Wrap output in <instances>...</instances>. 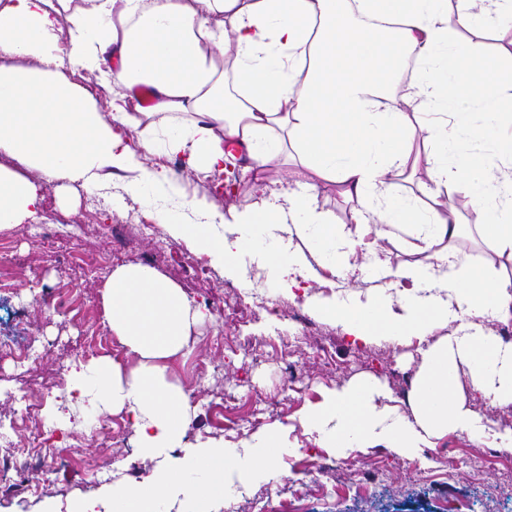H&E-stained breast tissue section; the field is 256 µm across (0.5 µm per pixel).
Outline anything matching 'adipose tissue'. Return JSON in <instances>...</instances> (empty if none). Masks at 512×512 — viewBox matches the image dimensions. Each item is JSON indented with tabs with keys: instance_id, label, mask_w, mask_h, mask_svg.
<instances>
[{
	"instance_id": "obj_1",
	"label": "adipose tissue",
	"mask_w": 512,
	"mask_h": 512,
	"mask_svg": "<svg viewBox=\"0 0 512 512\" xmlns=\"http://www.w3.org/2000/svg\"><path fill=\"white\" fill-rule=\"evenodd\" d=\"M70 32L68 55L112 87V119L48 71L59 22ZM512 0H7L0 8V56L45 63L37 72L0 66V150L43 177L94 185L106 171L132 168L138 151L183 157L194 172L226 166L258 175L275 161L290 168L288 188L261 206L218 224L190 199L175 174L142 171L126 188L175 238L190 240L214 265L244 251L272 259L274 288L291 289L302 264L285 234L307 242L332 273L353 269L390 279L401 313L370 317L336 308L326 316L349 325L354 340L377 331L425 338L452 306L489 307L512 319V281L495 261H512ZM415 57L402 97L389 106L400 56ZM122 67L113 70L111 59ZM234 74L229 98L216 91L220 65ZM455 110L461 133L449 139L442 117ZM134 130L129 144L124 130ZM425 174L420 195L398 192L402 172ZM334 183L359 203L355 227L337 232L314 200ZM463 194L480 216L494 256L476 264L459 257V223L451 199ZM432 205L421 203V196ZM42 198L36 187L0 168V224L15 226ZM375 224L412 238L423 262L392 271L385 254L349 259ZM440 288L452 302L425 298ZM105 318L119 344L138 360L122 372L110 357L78 372L72 390L95 409L130 415L144 456L181 447L192 407L167 372L184 355L200 316L182 288L143 265L116 267L102 293ZM415 422L386 424L365 392L342 390L307 410L325 447H357L380 436L405 452L421 442L469 430L463 403L449 401L457 365L494 403H512V344L487 330L462 327L426 349Z\"/></svg>"
}]
</instances>
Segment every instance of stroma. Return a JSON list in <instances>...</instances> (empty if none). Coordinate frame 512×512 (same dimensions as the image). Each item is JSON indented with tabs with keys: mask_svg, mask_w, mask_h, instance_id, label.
<instances>
[{
	"mask_svg": "<svg viewBox=\"0 0 512 512\" xmlns=\"http://www.w3.org/2000/svg\"><path fill=\"white\" fill-rule=\"evenodd\" d=\"M56 35L60 51L53 70L76 90L91 94L102 118L110 119L111 92L99 86L94 74L72 70L64 53L66 28ZM0 167L33 182L43 197L41 207L23 224L0 229V336L11 335L15 323H23L37 354L36 362L25 366L10 355L0 356V420L15 421L10 439L23 448L35 427L75 419L61 438L70 452L60 474L45 480L38 469H28L22 488L0 498V512H79L90 501L98 503L99 512H112L114 494L129 484L150 487L161 469L170 475L165 512H512V471L486 452L493 435L512 433V404L487 410L466 368L455 372L451 390L473 412L479 428L451 432L437 442L448 456L462 460L454 476H447L441 463L424 456L422 449L401 453L380 439L364 448L321 447L317 432L305 425L308 408L332 392L365 381L382 390L374 399L378 410L390 418L414 421L413 384L424 370L425 346L438 344L463 324L499 332L503 324L490 313L479 308L458 311L438 323L423 342L386 336L357 342L340 322L315 312V305L368 308L389 299V291L383 282L356 274L331 275L300 239H293L292 246L317 280L306 291H271L279 305L278 315L272 316L258 298L270 291L265 257L245 253L234 265L211 264L199 271L200 253L190 242L174 239L168 225L155 222L123 190L124 172L90 190L67 178L46 181L2 151ZM289 179L287 167L275 162L262 180L247 176L229 190L191 172L182 184L189 197L226 214L257 209L270 191L285 188ZM453 205L463 226L457 252L475 262L485 260L491 249L476 229L477 214L464 196H455ZM38 222L60 225L55 254L43 250L34 228ZM141 222L152 225L151 234H139ZM106 224L125 225L123 245L109 246L102 230ZM101 259L111 269L140 264L157 270L201 305L205 318L196 328L191 352L174 360L169 373L195 408L182 447L164 457H144L128 415L108 414L109 430L87 451L103 471L102 479L95 481L83 474L87 452L79 447L84 403L49 399L38 414L26 417L13 395L21 389L39 394L58 366L72 373L83 365L77 350L111 340L102 308L104 282L90 273L91 265ZM322 344L334 354L335 366L314 362V350ZM289 358L296 364L297 379L288 386L283 368ZM398 374L409 378L410 388L395 386ZM265 441L274 446L272 459L259 468L254 454ZM214 448L229 456L224 494L202 506L190 488L206 479L207 456ZM351 456L356 459L352 471L343 464ZM320 463L330 469L319 474L318 486L297 493V478Z\"/></svg>",
	"mask_w": 512,
	"mask_h": 512,
	"instance_id": "stroma-1",
	"label": "stroma"
}]
</instances>
